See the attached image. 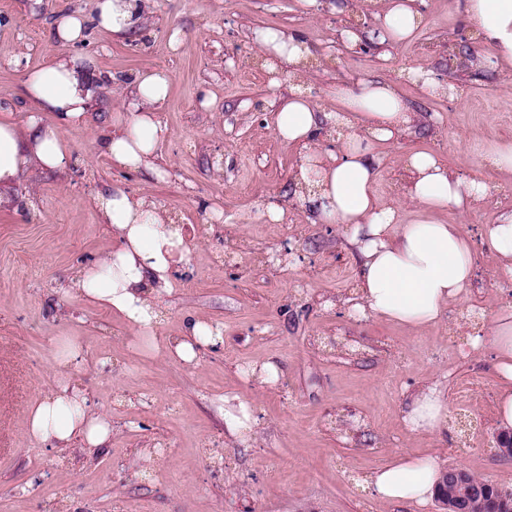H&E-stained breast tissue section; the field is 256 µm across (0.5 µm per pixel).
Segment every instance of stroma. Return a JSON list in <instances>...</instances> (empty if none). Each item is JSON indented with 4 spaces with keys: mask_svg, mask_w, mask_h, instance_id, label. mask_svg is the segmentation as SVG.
<instances>
[{
    "mask_svg": "<svg viewBox=\"0 0 512 512\" xmlns=\"http://www.w3.org/2000/svg\"><path fill=\"white\" fill-rule=\"evenodd\" d=\"M330 2L151 0L137 38L116 40L91 25L64 49L52 19L93 16L96 0H0V116L21 124L35 113L24 75L61 51L93 56L104 75L86 124L62 132L71 168L29 171L0 204V512H440L434 502L384 501L368 486L373 470L408 452L512 489V457L496 448L492 352L474 343L512 306V277L483 237L512 209V174L484 159L489 144L512 141V77L472 66L448 74L441 96L411 77L421 65L446 71L449 52L465 43L475 56L488 53L463 0H424L411 41L371 52L345 49L337 36L345 18ZM259 28L304 36L315 57L301 80L321 104L339 82L397 83L422 128L383 147L376 192L404 222L419 215L406 195L410 151L432 152L488 185L479 206L442 216L472 242L477 270L470 298L449 304L443 322L410 329L350 315L356 257L344 225L314 223L293 194L298 151L277 137L275 120L295 80L264 69ZM154 68L173 76L158 109L167 128L157 146L161 177L112 167L97 143L124 81ZM109 185L150 196L193 236L185 274L160 306L170 336L189 315L223 325V346L201 364L155 353L118 316L66 294L74 269L115 246L90 204ZM274 203L286 209L282 222L266 214ZM71 339L87 354L72 384L112 417L109 442L90 457L25 430L30 406L55 388L53 359ZM268 357L282 376L262 387L244 372ZM435 382L448 421L437 433L412 431L408 397ZM234 395L256 420L246 440L224 422L223 399Z\"/></svg>",
    "mask_w": 512,
    "mask_h": 512,
    "instance_id": "obj_1",
    "label": "stroma"
}]
</instances>
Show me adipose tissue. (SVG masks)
I'll list each match as a JSON object with an SVG mask.
<instances>
[{"mask_svg":"<svg viewBox=\"0 0 512 512\" xmlns=\"http://www.w3.org/2000/svg\"><path fill=\"white\" fill-rule=\"evenodd\" d=\"M372 36L392 46L415 36L422 25L419 0H367ZM148 0H97L96 22L117 37L140 31ZM467 22L491 47L480 57L484 68L512 67V0H466ZM262 65L275 74L289 65L303 71L312 52L300 34L278 29L255 31ZM97 63L87 55H59L26 72L24 92L37 108L25 124L0 120V188L16 184L30 169L66 171L72 153L62 130L85 125L96 85ZM172 75L164 69L137 74L123 89V102L112 115V130L100 150L128 170H156V147L166 133L157 110L168 96ZM336 110L321 107L302 88L280 98L275 132L301 150L293 181L319 224L346 225L360 267L352 313L375 316L411 328L442 321L449 302L463 298L475 276L471 243L457 225L440 221L442 213L470 209L483 201L487 185L463 179L429 153L406 159L411 174L408 197L422 215L402 223L399 211L379 202L376 174L380 142H397L413 133L419 117L398 95L393 83L362 79L329 92ZM101 220L119 246L84 266L71 279L70 292L122 316L128 327L152 339L154 350L188 363H201L221 347L224 329L189 315L180 336L159 339L163 320L158 302L173 289L172 275L187 264L192 242L182 225L150 197L115 188L94 196ZM477 344L491 347L501 377L498 394L500 430L512 431V307L497 314ZM83 347L69 342L53 367L56 388L30 407L29 436L55 447L99 452L112 433V420L93 407L71 384L68 373L85 361ZM446 394L426 386L411 401L405 421L410 429L434 432L447 415ZM444 473L433 458L399 457L368 480L374 493L390 502L424 505L435 499Z\"/></svg>","mask_w":512,"mask_h":512,"instance_id":"obj_1","label":"adipose tissue"}]
</instances>
